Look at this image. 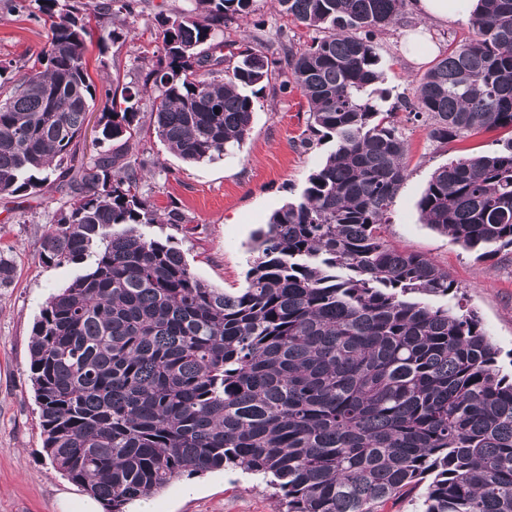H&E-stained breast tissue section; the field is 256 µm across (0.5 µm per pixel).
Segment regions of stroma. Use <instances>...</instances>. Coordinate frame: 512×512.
Returning <instances> with one entry per match:
<instances>
[{
	"instance_id": "1",
	"label": "stroma",
	"mask_w": 512,
	"mask_h": 512,
	"mask_svg": "<svg viewBox=\"0 0 512 512\" xmlns=\"http://www.w3.org/2000/svg\"><path fill=\"white\" fill-rule=\"evenodd\" d=\"M190 0H149L142 16L115 17L101 24L121 39L107 52L89 45L85 52L89 75L98 97L89 113L97 122L104 93L113 81L137 82L138 57L153 51L154 16L159 11L190 8ZM253 23L226 29L229 40L248 37L269 56H277L284 38L307 41L308 30L297 27L279 12L276 0H255ZM425 28L421 47L428 60L408 61L401 39L407 28ZM471 35L464 18L426 23L412 17L377 37L381 57L380 89L390 101L410 95L415 79L448 51L449 45ZM48 28L29 12L15 11L0 0V59L32 60L44 47ZM272 79L253 114L251 131L234 155L214 162L189 164L171 154L149 127L148 108H141L140 146L156 162L144 185L158 209L178 206L186 217L184 228L152 224L142 226L147 236L170 239L191 269L213 287L232 291L243 287L253 256L254 236L271 214L296 200L310 173L326 158L327 143L305 144L308 106L295 89L280 92ZM407 144L408 176L398 190L386 240L397 247L425 255L448 271L459 285L457 296L429 297V304L474 310L499 350L503 373H512V251L485 259L462 248L447 235L424 224L419 199L432 174L460 154L499 151L502 136L484 133L451 147L431 142L422 122L401 121ZM65 202L60 192L44 186L34 198L0 194V254L14 266L10 284L0 287V512H60L61 494L82 495L50 462L43 449L40 411L29 370L33 325L47 298L86 272L83 264H48L37 250L41 233L52 224ZM154 512H284L280 496L259 476L233 470L182 475L151 497Z\"/></svg>"
}]
</instances>
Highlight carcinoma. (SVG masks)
<instances>
[{
  "label": "carcinoma",
  "mask_w": 512,
  "mask_h": 512,
  "mask_svg": "<svg viewBox=\"0 0 512 512\" xmlns=\"http://www.w3.org/2000/svg\"><path fill=\"white\" fill-rule=\"evenodd\" d=\"M139 2L43 0L48 46L18 81V61L0 60V193L56 184L67 200L41 259L93 256L32 330L48 458L106 512L220 469L272 477L286 512H383L421 485V512H512V374L477 313L422 300L457 294L448 271L382 235L407 147L375 89V36L405 19L407 0H277L315 33L283 47L277 71L247 39H224L254 0L160 12L155 60L106 97L88 159L87 42L119 38L94 37L92 23L137 16ZM469 26L401 103L442 146L512 130V0H478ZM277 73L307 100V142L334 148L256 233L246 285L228 292L138 230L185 223L143 191L140 103L170 152L212 162L242 146ZM418 207L480 258L512 248V137L438 168Z\"/></svg>",
  "instance_id": "carcinoma-1"
}]
</instances>
